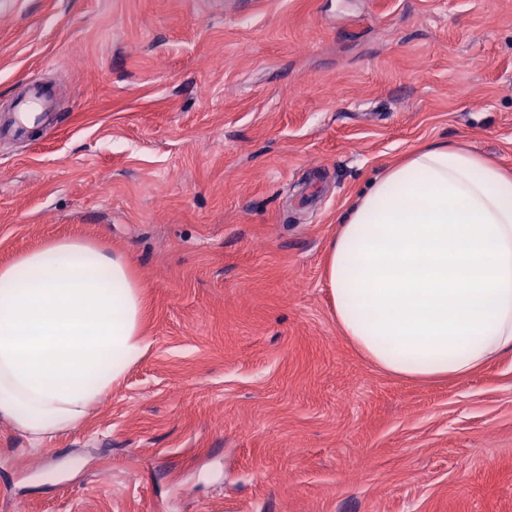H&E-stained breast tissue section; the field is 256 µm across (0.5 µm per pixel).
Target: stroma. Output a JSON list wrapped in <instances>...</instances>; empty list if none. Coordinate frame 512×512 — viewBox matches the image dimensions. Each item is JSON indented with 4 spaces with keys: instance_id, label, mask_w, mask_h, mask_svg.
Listing matches in <instances>:
<instances>
[{
    "instance_id": "1",
    "label": "stroma",
    "mask_w": 512,
    "mask_h": 512,
    "mask_svg": "<svg viewBox=\"0 0 512 512\" xmlns=\"http://www.w3.org/2000/svg\"><path fill=\"white\" fill-rule=\"evenodd\" d=\"M0 265L128 256L144 357L33 445L0 420V512H512V358L394 377L344 338L336 214L449 140L512 173V0H0ZM27 87V97L19 103L11 126L12 133L18 137L26 134L31 114L43 110L49 102V93L41 85L39 77L28 80Z\"/></svg>"
}]
</instances>
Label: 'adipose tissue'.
I'll return each mask as SVG.
<instances>
[{"mask_svg": "<svg viewBox=\"0 0 512 512\" xmlns=\"http://www.w3.org/2000/svg\"><path fill=\"white\" fill-rule=\"evenodd\" d=\"M336 323L394 376H467L512 357V176L434 141L339 217L326 256ZM128 259L58 239L0 266V419L42 445L84 422L145 352Z\"/></svg>", "mask_w": 512, "mask_h": 512, "instance_id": "obj_1", "label": "adipose tissue"}]
</instances>
